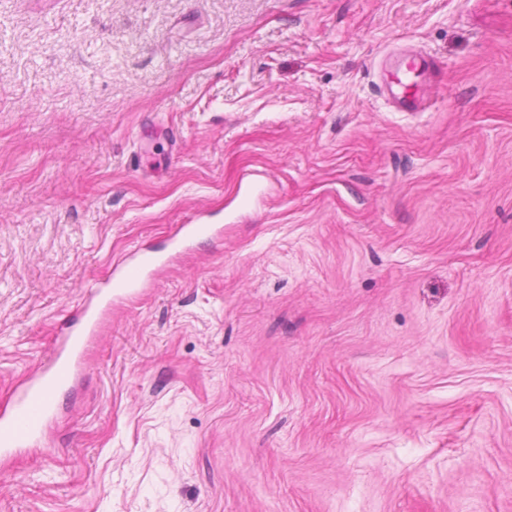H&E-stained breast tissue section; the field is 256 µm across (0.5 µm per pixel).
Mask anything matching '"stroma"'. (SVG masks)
Here are the masks:
<instances>
[{
    "instance_id": "1",
    "label": "stroma",
    "mask_w": 512,
    "mask_h": 512,
    "mask_svg": "<svg viewBox=\"0 0 512 512\" xmlns=\"http://www.w3.org/2000/svg\"><path fill=\"white\" fill-rule=\"evenodd\" d=\"M141 245L0 512H512V0H0V410ZM421 63V61L415 59L411 60V62L406 65V69H402L395 75L394 81L392 82V85L390 87L392 95L397 98L401 108L404 109V111L413 110L415 108V102L405 97V81L407 79L408 74L413 72ZM394 88H402L403 96H401L399 92H395ZM202 214L187 224H182L175 239L172 241L173 250L179 249L185 242L214 235L215 230L210 224L201 222Z\"/></svg>"
}]
</instances>
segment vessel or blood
Instances as JSON below:
<instances>
[{"label":"vessel or blood","mask_w":512,"mask_h":512,"mask_svg":"<svg viewBox=\"0 0 512 512\" xmlns=\"http://www.w3.org/2000/svg\"><path fill=\"white\" fill-rule=\"evenodd\" d=\"M212 225L195 219L181 225L172 242L180 248L185 242L214 235ZM165 264L162 255L136 250L114 267L105 287L88 294L74 311V321L56 340L47 363L19 386L10 409L0 412V452H8L44 436L55 413L58 389L73 382L83 371V352L93 337L100 315L113 299L136 294L145 278L159 272Z\"/></svg>","instance_id":"1"}]
</instances>
